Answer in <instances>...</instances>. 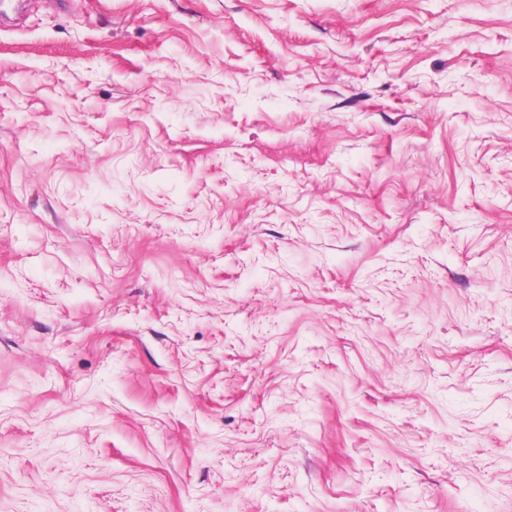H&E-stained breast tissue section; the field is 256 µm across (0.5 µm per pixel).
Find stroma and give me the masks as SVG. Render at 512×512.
Segmentation results:
<instances>
[{
  "label": "stroma",
  "instance_id": "stroma-1",
  "mask_svg": "<svg viewBox=\"0 0 512 512\" xmlns=\"http://www.w3.org/2000/svg\"><path fill=\"white\" fill-rule=\"evenodd\" d=\"M0 512H512V0L1 25Z\"/></svg>",
  "mask_w": 512,
  "mask_h": 512
}]
</instances>
